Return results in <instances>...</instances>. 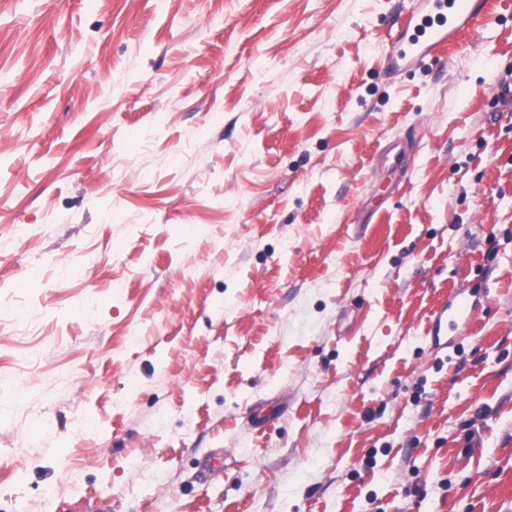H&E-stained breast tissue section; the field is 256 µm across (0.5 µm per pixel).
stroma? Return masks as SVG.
Here are the masks:
<instances>
[{"label": "stroma", "mask_w": 512, "mask_h": 512, "mask_svg": "<svg viewBox=\"0 0 512 512\" xmlns=\"http://www.w3.org/2000/svg\"><path fill=\"white\" fill-rule=\"evenodd\" d=\"M399 9L0 0V512H512V8ZM401 12V28L388 55V68L437 57L457 41L460 33L474 30L488 21V0H407ZM448 300L452 307L451 317L456 321L466 324L469 321L470 311L468 303L462 298V292L459 289H454L449 292L448 299L438 309L435 316V324L437 327V334L440 332L442 325H448Z\"/></svg>", "instance_id": "1"}]
</instances>
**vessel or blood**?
Wrapping results in <instances>:
<instances>
[{
    "instance_id": "1",
    "label": "vessel or blood",
    "mask_w": 512,
    "mask_h": 512,
    "mask_svg": "<svg viewBox=\"0 0 512 512\" xmlns=\"http://www.w3.org/2000/svg\"><path fill=\"white\" fill-rule=\"evenodd\" d=\"M491 16L489 0H407L388 55L389 69L438 56L457 41L460 33L475 29ZM448 300V305L440 306L436 313V325H445L451 319L467 323L470 311L461 291H450Z\"/></svg>"
}]
</instances>
